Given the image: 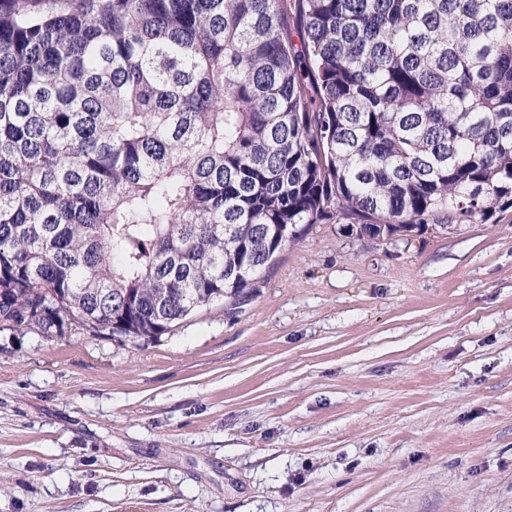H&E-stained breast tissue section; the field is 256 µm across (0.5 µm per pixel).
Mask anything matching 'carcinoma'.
<instances>
[{
    "mask_svg": "<svg viewBox=\"0 0 512 512\" xmlns=\"http://www.w3.org/2000/svg\"><path fill=\"white\" fill-rule=\"evenodd\" d=\"M512 207V0H0V332L155 339L308 224Z\"/></svg>",
    "mask_w": 512,
    "mask_h": 512,
    "instance_id": "cac0c4a2",
    "label": "carcinoma"
}]
</instances>
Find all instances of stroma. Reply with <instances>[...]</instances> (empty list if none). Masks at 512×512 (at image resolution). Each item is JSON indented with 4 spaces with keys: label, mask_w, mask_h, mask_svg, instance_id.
I'll return each mask as SVG.
<instances>
[{
    "label": "stroma",
    "mask_w": 512,
    "mask_h": 512,
    "mask_svg": "<svg viewBox=\"0 0 512 512\" xmlns=\"http://www.w3.org/2000/svg\"><path fill=\"white\" fill-rule=\"evenodd\" d=\"M0 512H512V208L313 225L152 341L0 333Z\"/></svg>",
    "instance_id": "stroma-1"
}]
</instances>
